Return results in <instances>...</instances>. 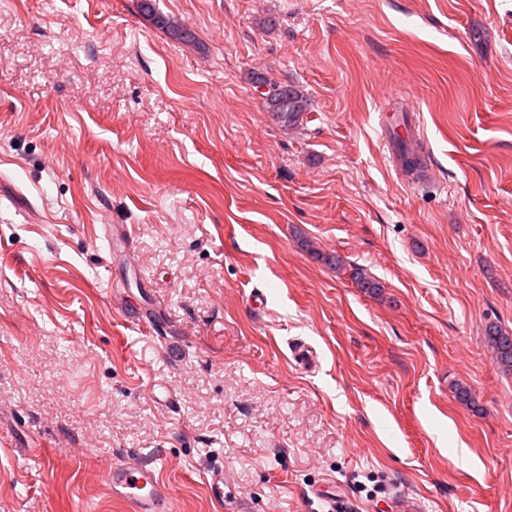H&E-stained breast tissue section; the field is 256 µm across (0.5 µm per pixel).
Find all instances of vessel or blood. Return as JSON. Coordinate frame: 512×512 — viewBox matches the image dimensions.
<instances>
[{"label": "vessel or blood", "instance_id": "1", "mask_svg": "<svg viewBox=\"0 0 512 512\" xmlns=\"http://www.w3.org/2000/svg\"><path fill=\"white\" fill-rule=\"evenodd\" d=\"M113 499L129 504L133 512H168V486L152 464L130 459L114 464L101 475Z\"/></svg>", "mask_w": 512, "mask_h": 512}]
</instances>
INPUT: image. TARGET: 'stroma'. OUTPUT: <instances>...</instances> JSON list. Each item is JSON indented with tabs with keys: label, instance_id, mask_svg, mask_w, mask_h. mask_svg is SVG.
<instances>
[{
	"label": "stroma",
	"instance_id": "35a3bbf8",
	"mask_svg": "<svg viewBox=\"0 0 512 512\" xmlns=\"http://www.w3.org/2000/svg\"><path fill=\"white\" fill-rule=\"evenodd\" d=\"M156 7L196 44L136 0H0V426L46 455L0 437V512H131L101 481L129 456L169 512H220L215 464L245 512H512V373L484 341L512 331V0ZM253 71L305 90L300 126ZM386 108L433 177L403 175ZM137 8L151 21L154 27L164 31L171 38L185 44L194 43L193 32L186 26L175 23L168 15L159 12L153 0H138Z\"/></svg>",
	"mask_w": 512,
	"mask_h": 512
}]
</instances>
